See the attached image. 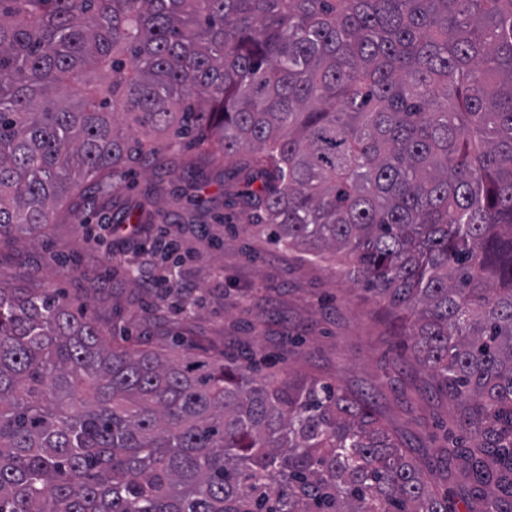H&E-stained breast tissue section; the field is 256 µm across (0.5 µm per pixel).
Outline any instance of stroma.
Wrapping results in <instances>:
<instances>
[{"label": "stroma", "mask_w": 512, "mask_h": 512, "mask_svg": "<svg viewBox=\"0 0 512 512\" xmlns=\"http://www.w3.org/2000/svg\"><path fill=\"white\" fill-rule=\"evenodd\" d=\"M149 199L154 222L169 226L188 251L176 272L199 307L186 319L158 310L157 293L132 287L128 272L150 275L144 241L105 237L89 247L86 225L99 224L128 200ZM239 198H225L224 169L198 150L172 166L133 177L94 212L58 216L36 245L0 241V277L21 288H53L113 332L160 342L177 331L193 353H251L263 375L293 371L337 384L369 402L456 512H466L473 484L463 461L440 462L444 433L460 418L431 376L400 357L387 306L351 280L340 261L313 262L269 243L236 219Z\"/></svg>", "instance_id": "obj_1"}]
</instances>
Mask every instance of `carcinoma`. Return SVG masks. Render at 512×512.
Wrapping results in <instances>:
<instances>
[{"instance_id":"1","label":"carcinoma","mask_w":512,"mask_h":512,"mask_svg":"<svg viewBox=\"0 0 512 512\" xmlns=\"http://www.w3.org/2000/svg\"><path fill=\"white\" fill-rule=\"evenodd\" d=\"M399 311L512 498V0H0V238L177 141ZM112 223L149 239L152 214ZM493 455L490 467L485 457ZM0 512H451L363 402L0 283Z\"/></svg>"}]
</instances>
